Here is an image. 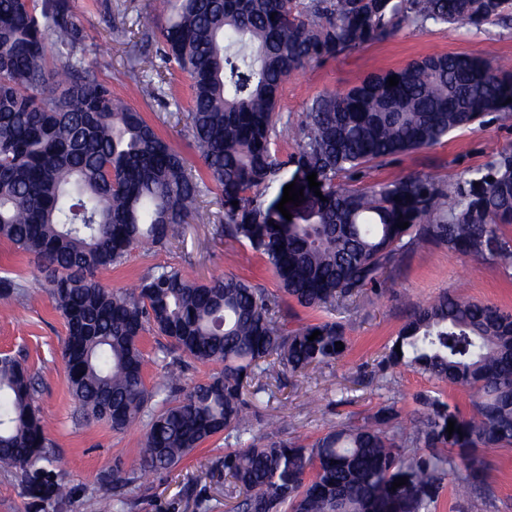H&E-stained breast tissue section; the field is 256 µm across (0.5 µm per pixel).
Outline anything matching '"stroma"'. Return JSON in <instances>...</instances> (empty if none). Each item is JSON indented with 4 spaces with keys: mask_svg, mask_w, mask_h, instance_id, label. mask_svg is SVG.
Segmentation results:
<instances>
[{
    "mask_svg": "<svg viewBox=\"0 0 512 512\" xmlns=\"http://www.w3.org/2000/svg\"><path fill=\"white\" fill-rule=\"evenodd\" d=\"M72 5L77 24L99 47L100 78L124 104L142 112L193 166H200L198 151L185 130L182 108L188 97V77L176 75L171 95L147 99L138 93L131 73L136 56L153 49L146 25L154 0H72ZM433 53L476 54L512 65V21L478 31L460 25L403 29L294 72L283 86L277 112L287 116L291 129L300 122L311 98L346 91L371 73L395 70ZM290 129L277 142L280 153L298 150ZM504 151L512 152V118L492 113L485 116L483 125L453 132L437 145L368 164L356 175L354 184L367 188L401 175L421 174L451 187L467 170L486 165ZM154 265L181 268L199 282L232 273L271 290L276 287L272 271L249 246L226 251L217 223L198 220L185 225L182 235L166 247L133 253L122 265L99 272L97 278L112 288H128ZM36 275L32 258L16 254L8 243L0 242V277H21L34 295L29 302L0 300V352L26 355L32 371L41 376L40 405L51 422L52 446L46 467L66 473L72 495L60 505L33 507L13 473L0 470V512H99L102 477L111 474L117 461L128 469L136 467L145 426L140 423L115 432L103 422L77 420L62 360L65 322L51 295L38 287ZM446 292L512 310V280L495 265L436 245L409 252L381 291L364 290L330 314L346 327L344 355L332 368L299 379L284 377L281 385L271 389L268 412L287 423L289 434L312 441L330 426L371 415L390 400L403 413H413L418 408L415 397L423 392L441 393L444 400L468 409L470 393L466 389L445 386L402 366H380L412 307ZM330 315L319 309L297 310L301 323ZM384 377L390 379V389H381ZM224 450L223 438L210 440L167 477L127 488V497L136 504L134 512H227L230 489L223 473L212 468ZM478 456L492 490L491 499L462 497L447 481L437 493L436 512H512V448L482 450ZM189 484L202 489V496L186 493Z\"/></svg>",
    "mask_w": 512,
    "mask_h": 512,
    "instance_id": "1",
    "label": "stroma"
}]
</instances>
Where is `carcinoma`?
Instances as JSON below:
<instances>
[{"label":"carcinoma","mask_w":512,"mask_h":512,"mask_svg":"<svg viewBox=\"0 0 512 512\" xmlns=\"http://www.w3.org/2000/svg\"><path fill=\"white\" fill-rule=\"evenodd\" d=\"M158 3L160 16L149 21L155 53L136 66L162 64L189 77L185 127L201 173L99 80L71 0H0V240L33 256L65 320L62 357L80 418L121 432L149 417L138 467H112L101 512H130L122 489L171 472L221 434L235 444L216 460L239 488L232 512H432L447 478L486 494L474 450L512 447L509 310L440 295L413 307L385 352L386 368L473 390L468 415L419 394L421 410L408 419L390 402L307 443L265 412V396L269 380L330 368L344 354L335 343L347 345L337 321L288 327L285 296L334 310L384 285L401 256L427 245L512 275V237L502 232L512 225V153L468 170L452 190L419 174L370 188L340 181L434 146L486 114L511 115L512 70L473 54L427 55L313 98L296 154L282 157L273 141L278 98L294 71L410 25L496 23L512 0ZM292 163L317 173L325 197L302 224L263 198ZM208 180L223 212L224 247L249 244L281 294L235 274L197 283L174 266L148 268L131 291L96 279L136 250L164 247L202 216ZM490 239L499 248L487 254ZM26 295L21 282L0 277L1 300ZM153 331L170 345L154 359L163 374L149 388L139 343ZM189 359L220 370L188 386ZM41 385L24 360L0 353V467L36 502H60L69 487L44 466L51 442ZM399 477L406 482L395 489Z\"/></svg>","instance_id":"carcinoma-1"}]
</instances>
